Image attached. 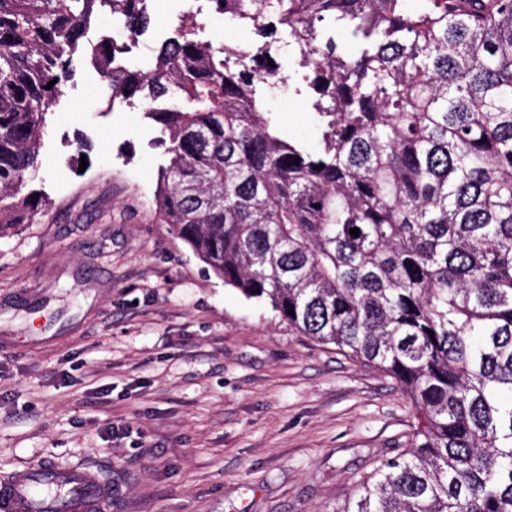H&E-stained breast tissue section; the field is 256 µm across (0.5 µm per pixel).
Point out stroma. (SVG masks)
<instances>
[{"label":"stroma","instance_id":"stroma-1","mask_svg":"<svg viewBox=\"0 0 512 512\" xmlns=\"http://www.w3.org/2000/svg\"><path fill=\"white\" fill-rule=\"evenodd\" d=\"M201 4L151 0L126 62L146 66L187 12L200 41H251ZM277 62L288 81L264 108L316 147L303 71L287 51ZM50 111L26 187L51 206L0 238V476L91 464L119 488L112 512H336L406 448V397L378 369L289 335L158 218L166 156L144 106L108 103L80 60Z\"/></svg>","mask_w":512,"mask_h":512}]
</instances>
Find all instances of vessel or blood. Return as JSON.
I'll use <instances>...</instances> for the list:
<instances>
[{
    "mask_svg": "<svg viewBox=\"0 0 512 512\" xmlns=\"http://www.w3.org/2000/svg\"><path fill=\"white\" fill-rule=\"evenodd\" d=\"M117 493L95 466H26L0 478V512H111Z\"/></svg>",
    "mask_w": 512,
    "mask_h": 512,
    "instance_id": "obj_1",
    "label": "vessel or blood"
}]
</instances>
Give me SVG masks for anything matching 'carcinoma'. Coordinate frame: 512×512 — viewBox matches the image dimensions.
I'll return each instance as SVG.
<instances>
[{
  "label": "carcinoma",
  "mask_w": 512,
  "mask_h": 512,
  "mask_svg": "<svg viewBox=\"0 0 512 512\" xmlns=\"http://www.w3.org/2000/svg\"><path fill=\"white\" fill-rule=\"evenodd\" d=\"M149 2L0 0V238L47 207L23 189L82 49L160 126L161 220L411 402L409 448L336 512H512V0H205L257 39L201 42L184 15L147 69L87 39L103 13L142 35ZM285 36L314 149L261 107Z\"/></svg>",
  "instance_id": "carcinoma-1"
}]
</instances>
